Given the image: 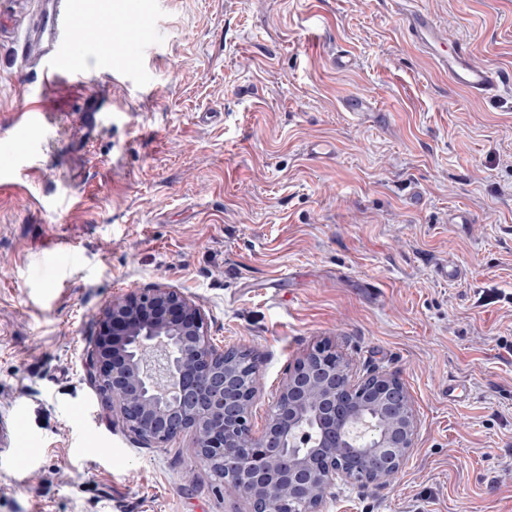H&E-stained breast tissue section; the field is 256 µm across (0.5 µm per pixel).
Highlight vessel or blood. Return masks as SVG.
Masks as SVG:
<instances>
[{"instance_id":"obj_1","label":"vessel or blood","mask_w":512,"mask_h":512,"mask_svg":"<svg viewBox=\"0 0 512 512\" xmlns=\"http://www.w3.org/2000/svg\"><path fill=\"white\" fill-rule=\"evenodd\" d=\"M38 2L40 8L21 47L23 57L43 60L39 84L30 93V108L24 116L28 124L38 120L42 98L62 78L80 83L86 76L85 70L69 66L70 53L78 46L76 35L82 20L79 0ZM404 25L411 43L425 53L456 87L476 96H498L503 86L498 72L476 63L472 54L459 42L450 40L427 11H406ZM146 45V36L140 31L116 46L115 51L134 62L141 57Z\"/></svg>"}]
</instances>
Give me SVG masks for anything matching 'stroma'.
<instances>
[{
  "label": "stroma",
  "mask_w": 512,
  "mask_h": 512,
  "mask_svg": "<svg viewBox=\"0 0 512 512\" xmlns=\"http://www.w3.org/2000/svg\"><path fill=\"white\" fill-rule=\"evenodd\" d=\"M410 2L512 80V0ZM0 14V145L32 146L0 187V512H248L190 438L139 447L100 406L99 316L155 285L200 305L216 349L252 352L254 429L323 339L404 383L402 469L321 512H512V87L450 83L398 0H144L135 18L91 0L89 51L145 24L158 41L60 84L23 131L33 9ZM353 94L374 112H347Z\"/></svg>",
  "instance_id": "35a3bbf8"
}]
</instances>
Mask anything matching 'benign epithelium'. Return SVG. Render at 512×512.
I'll list each match as a JSON object with an SVG mask.
<instances>
[{
    "mask_svg": "<svg viewBox=\"0 0 512 512\" xmlns=\"http://www.w3.org/2000/svg\"><path fill=\"white\" fill-rule=\"evenodd\" d=\"M258 365L213 348L204 311L163 286L132 291L101 313L90 378L105 412L147 446L183 437L220 466L218 488L249 512H320L336 484L384 485L415 444L404 384L358 377L330 342L289 364L260 433L251 414Z\"/></svg>",
    "mask_w": 512,
    "mask_h": 512,
    "instance_id": "1",
    "label": "benign epithelium"
}]
</instances>
